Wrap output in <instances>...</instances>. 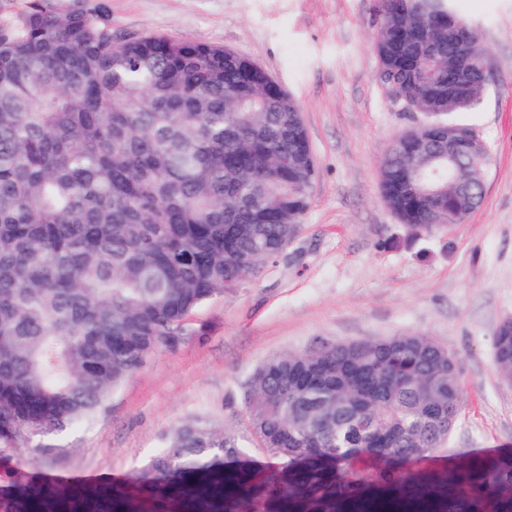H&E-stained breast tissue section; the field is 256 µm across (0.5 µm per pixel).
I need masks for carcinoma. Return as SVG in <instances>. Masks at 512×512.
I'll return each instance as SVG.
<instances>
[{
  "label": "carcinoma",
  "mask_w": 512,
  "mask_h": 512,
  "mask_svg": "<svg viewBox=\"0 0 512 512\" xmlns=\"http://www.w3.org/2000/svg\"><path fill=\"white\" fill-rule=\"evenodd\" d=\"M380 67L448 129L487 81L448 102L455 0H378ZM296 101L224 46L117 36L107 5L32 0L0 26V452L92 422L155 354L202 335L193 314L289 243L315 161ZM418 154L426 195L402 199L409 157L382 191L414 233L450 228L457 171ZM512 381V323L494 336ZM456 357L402 334L268 358L245 390L246 425L278 460L257 471L236 432L182 422L127 482L0 474V512H512V453L425 470L461 411Z\"/></svg>",
  "instance_id": "carcinoma-1"
}]
</instances>
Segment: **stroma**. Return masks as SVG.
<instances>
[{
    "label": "stroma",
    "instance_id": "stroma-1",
    "mask_svg": "<svg viewBox=\"0 0 512 512\" xmlns=\"http://www.w3.org/2000/svg\"><path fill=\"white\" fill-rule=\"evenodd\" d=\"M118 35L162 33L220 45L265 68L298 103L317 162L295 239L257 275L197 310L201 337L158 353L115 390L90 426L0 455L23 478L132 477L162 436L203 416L246 429L244 385L270 356L415 334L445 344L463 378L448 457L512 449V382L494 370V336L512 319V0H457L489 49L481 106L457 114L490 151L485 194L465 223L412 236L385 203L389 143L426 122L378 80L377 0H107Z\"/></svg>",
    "mask_w": 512,
    "mask_h": 512
}]
</instances>
